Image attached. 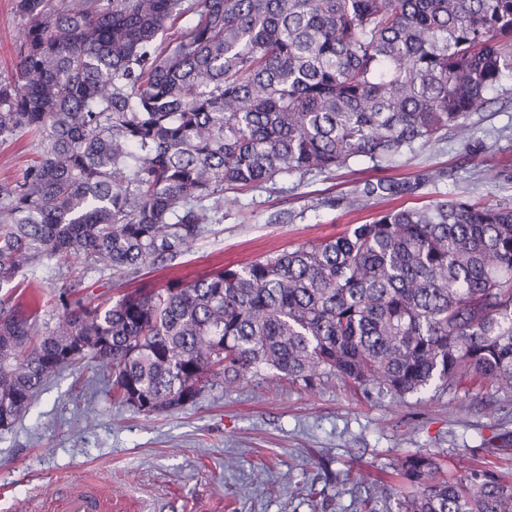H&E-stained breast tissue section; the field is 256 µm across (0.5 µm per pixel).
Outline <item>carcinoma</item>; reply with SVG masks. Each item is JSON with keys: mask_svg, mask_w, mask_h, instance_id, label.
<instances>
[{"mask_svg": "<svg viewBox=\"0 0 512 512\" xmlns=\"http://www.w3.org/2000/svg\"><path fill=\"white\" fill-rule=\"evenodd\" d=\"M0 145L39 138L0 186V423L95 362L121 403L196 404L211 381L313 389L325 375L402 398L464 382L512 396V207L452 196L335 238L113 304L62 300L40 329L19 276L80 258L135 274L204 231L228 190L368 160L463 130L512 76V0H15ZM194 23L177 35L180 19ZM383 178L322 205L418 195ZM398 512H512V475L398 466Z\"/></svg>", "mask_w": 512, "mask_h": 512, "instance_id": "1", "label": "carcinoma"}]
</instances>
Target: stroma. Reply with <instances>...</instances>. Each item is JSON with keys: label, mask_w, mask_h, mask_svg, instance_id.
Returning <instances> with one entry per match:
<instances>
[{"label": "stroma", "mask_w": 512, "mask_h": 512, "mask_svg": "<svg viewBox=\"0 0 512 512\" xmlns=\"http://www.w3.org/2000/svg\"><path fill=\"white\" fill-rule=\"evenodd\" d=\"M15 0H0V80L18 61L25 20ZM465 133L405 151L392 174L418 177L443 169L415 199L448 193L512 206V77L490 92ZM354 165L303 178L286 176L245 193L229 192L211 211L205 232L177 257L135 277L89 272L85 277L48 264L34 277L39 322L56 327L65 290L118 298L128 288H161L277 251L334 237L361 224L390 201L357 211L323 206L383 177ZM103 367L66 369L44 385L33 408L0 430V512H32L42 495L80 472L104 478L124 512H397L386 496L397 462L428 452L452 467L472 457L512 470V454L488 440L512 430V397L463 388L396 398L353 394L333 377L311 390L250 380L217 385L196 404L144 415L114 404Z\"/></svg>", "instance_id": "stroma-1"}]
</instances>
